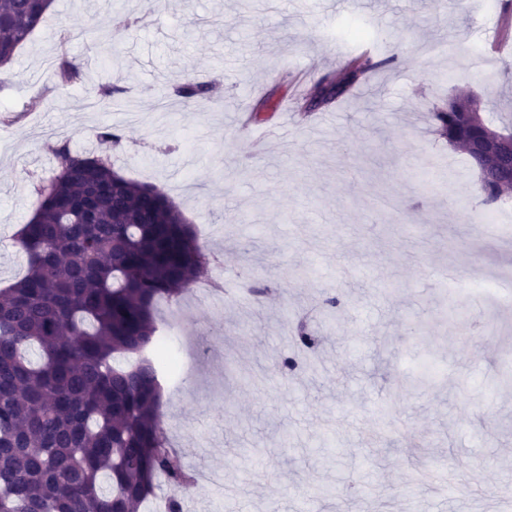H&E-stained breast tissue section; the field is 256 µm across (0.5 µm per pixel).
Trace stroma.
Here are the masks:
<instances>
[{
  "instance_id": "1",
  "label": "stroma",
  "mask_w": 512,
  "mask_h": 512,
  "mask_svg": "<svg viewBox=\"0 0 512 512\" xmlns=\"http://www.w3.org/2000/svg\"><path fill=\"white\" fill-rule=\"evenodd\" d=\"M0 71V288L24 272L15 230L54 157L109 156L210 227L222 294L159 315L185 356L162 419L187 468L214 471L182 512H512V233L479 231V176L430 121L474 95L512 118V42L479 0H54ZM363 27V40L348 22ZM389 59L367 84L303 113L343 59ZM83 75L61 85V59ZM210 84L187 103L186 78ZM120 90L111 105L103 89ZM270 100L268 109L255 105ZM123 132L120 148L97 137ZM267 281L262 298L251 280ZM339 300L334 318L322 308ZM308 319L315 368L290 340ZM288 356L300 366L281 375Z\"/></svg>"
}]
</instances>
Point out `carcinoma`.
Masks as SVG:
<instances>
[{"label": "carcinoma", "mask_w": 512, "mask_h": 512, "mask_svg": "<svg viewBox=\"0 0 512 512\" xmlns=\"http://www.w3.org/2000/svg\"><path fill=\"white\" fill-rule=\"evenodd\" d=\"M51 0H0V67L31 36ZM391 59H348L305 99L311 111L337 100ZM438 134L512 135L457 99L435 107ZM53 175L16 236L26 274L0 289V512H138L160 477L194 485L164 443L159 373L143 359L158 336L157 304L177 301L213 258L173 201L128 180L103 157L54 151ZM481 203L493 210L503 176L479 169ZM293 341L317 345L300 324Z\"/></svg>", "instance_id": "1"}]
</instances>
